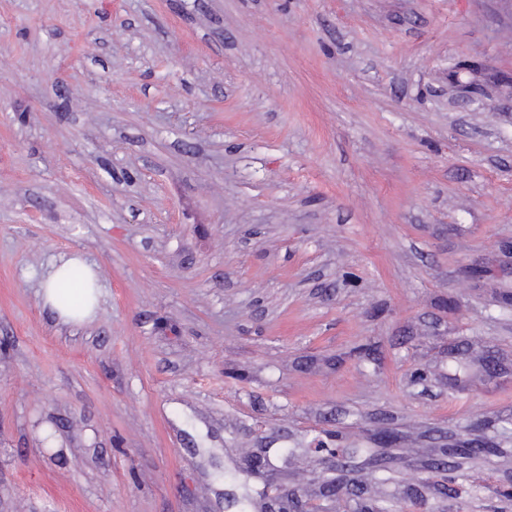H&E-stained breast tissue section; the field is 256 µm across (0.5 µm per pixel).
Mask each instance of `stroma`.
I'll use <instances>...</instances> for the list:
<instances>
[{
    "instance_id": "obj_1",
    "label": "stroma",
    "mask_w": 512,
    "mask_h": 512,
    "mask_svg": "<svg viewBox=\"0 0 512 512\" xmlns=\"http://www.w3.org/2000/svg\"><path fill=\"white\" fill-rule=\"evenodd\" d=\"M255 448L512 512V0H0V512H225ZM81 266L86 272V279L74 282L67 277H80L82 272L73 268ZM73 268V269H72ZM63 295L70 298V302L63 303ZM100 286L98 273L95 268L86 263L80 255H73L67 259L55 262L41 288V298L44 307L55 313L63 324H82L91 321L99 303Z\"/></svg>"
}]
</instances>
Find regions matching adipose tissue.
<instances>
[{
	"label": "adipose tissue",
	"instance_id": "obj_1",
	"mask_svg": "<svg viewBox=\"0 0 512 512\" xmlns=\"http://www.w3.org/2000/svg\"><path fill=\"white\" fill-rule=\"evenodd\" d=\"M82 266L86 277L76 282L67 273L74 266ZM98 273L81 256L74 255L52 265L41 288L44 307L55 313L64 324H82L91 321L99 303Z\"/></svg>",
	"mask_w": 512,
	"mask_h": 512
}]
</instances>
